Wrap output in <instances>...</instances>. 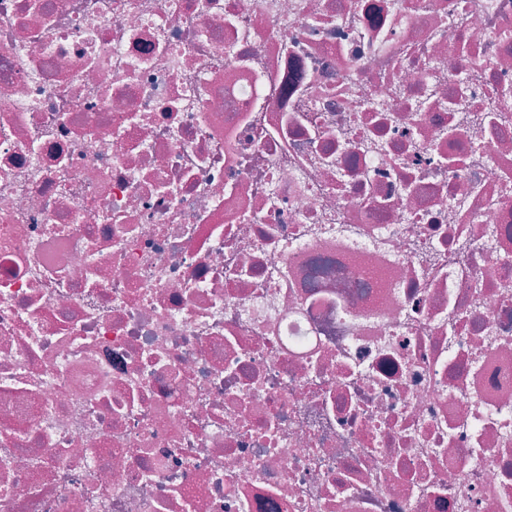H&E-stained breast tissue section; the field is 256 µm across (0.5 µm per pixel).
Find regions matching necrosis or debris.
I'll return each instance as SVG.
<instances>
[{
  "label": "necrosis or debris",
  "mask_w": 512,
  "mask_h": 512,
  "mask_svg": "<svg viewBox=\"0 0 512 512\" xmlns=\"http://www.w3.org/2000/svg\"><path fill=\"white\" fill-rule=\"evenodd\" d=\"M0 512H512V0H0Z\"/></svg>",
  "instance_id": "1"
}]
</instances>
